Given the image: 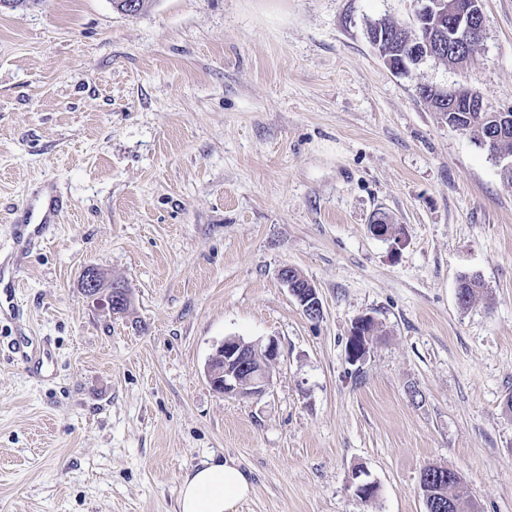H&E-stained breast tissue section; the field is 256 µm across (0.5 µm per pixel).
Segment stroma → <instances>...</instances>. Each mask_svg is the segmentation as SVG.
Returning <instances> with one entry per match:
<instances>
[{
    "label": "stroma",
    "mask_w": 512,
    "mask_h": 512,
    "mask_svg": "<svg viewBox=\"0 0 512 512\" xmlns=\"http://www.w3.org/2000/svg\"><path fill=\"white\" fill-rule=\"evenodd\" d=\"M416 9H0V340L53 351L39 378L0 351V512H176L183 477L224 457L253 486L236 512H425L430 464L458 470L481 512H512V181L418 95L462 83L512 109V0H484L467 63L398 74L367 28L413 26ZM89 266L124 281L125 314L85 295ZM472 275L486 288L463 308ZM364 315L377 331L353 365ZM228 337L278 342L263 394L208 383ZM292 266H284L281 269V280L287 286L290 293L296 298L299 305L302 307L304 314L313 321H317L322 317V303L317 294L316 288L311 283H308L307 279L300 274L297 270L293 271V279L297 280V284L300 288H306L300 290L295 284V280L289 279L291 273L288 272V268ZM369 321H372V336L375 331V324L371 316H361L355 321L353 325L351 336L348 342V359L352 364H356L357 362L361 361L367 353L369 339L368 333L364 331V328Z\"/></svg>",
    "instance_id": "1"
}]
</instances>
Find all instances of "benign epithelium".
<instances>
[{
    "instance_id": "1",
    "label": "benign epithelium",
    "mask_w": 512,
    "mask_h": 512,
    "mask_svg": "<svg viewBox=\"0 0 512 512\" xmlns=\"http://www.w3.org/2000/svg\"><path fill=\"white\" fill-rule=\"evenodd\" d=\"M419 8L415 24H424L428 32L423 40L409 42V53L395 60L385 56V64L396 72H406L409 64L417 63L425 55L439 54L448 49L450 54L472 57L483 31L484 0H416ZM448 112H483L479 96L463 84L450 87H430ZM281 280L312 321L322 317V303L313 285L299 289L291 279L288 267L281 269ZM82 288L87 297L96 299L107 293V303L112 314H123L129 305V295L122 284L106 288L99 271L88 267L82 272ZM371 316L359 317L352 328L348 343L349 362L361 361L368 350V333L364 331ZM279 356L278 343L271 339L264 345L229 337L217 347L206 365L205 375L210 385L228 396H251L263 393L270 385V366Z\"/></svg>"
}]
</instances>
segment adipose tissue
<instances>
[{"label":"adipose tissue","instance_id":"obj_1","mask_svg":"<svg viewBox=\"0 0 512 512\" xmlns=\"http://www.w3.org/2000/svg\"><path fill=\"white\" fill-rule=\"evenodd\" d=\"M252 485L231 459H212L188 474L181 485L179 512H235Z\"/></svg>","mask_w":512,"mask_h":512}]
</instances>
